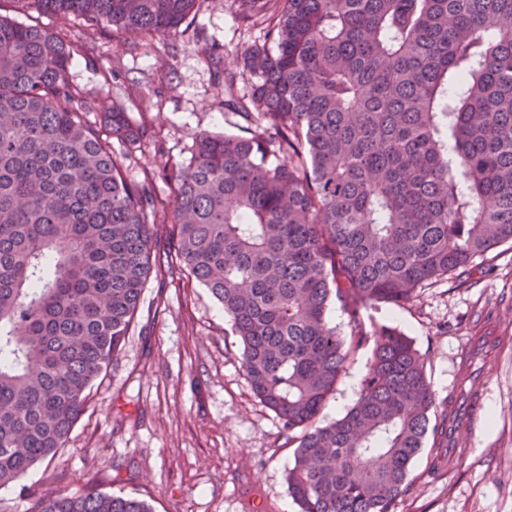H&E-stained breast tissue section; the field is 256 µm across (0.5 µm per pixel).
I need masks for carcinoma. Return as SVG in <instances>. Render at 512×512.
<instances>
[{
	"label": "carcinoma",
	"mask_w": 512,
	"mask_h": 512,
	"mask_svg": "<svg viewBox=\"0 0 512 512\" xmlns=\"http://www.w3.org/2000/svg\"><path fill=\"white\" fill-rule=\"evenodd\" d=\"M87 27L163 35L198 0H36ZM265 24L253 82L172 174L182 263L224 308L255 396L295 444L299 512H397L425 448L448 444L427 361L364 310L512 241V0H237ZM74 50L0 15V488L65 447L125 343L163 251L149 180L112 139L147 136L108 95L84 118ZM337 301L348 332L330 324ZM345 414L318 417L366 347ZM30 512H152L97 486L32 494Z\"/></svg>",
	"instance_id": "obj_1"
}]
</instances>
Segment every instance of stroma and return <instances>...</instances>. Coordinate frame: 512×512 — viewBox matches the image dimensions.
Instances as JSON below:
<instances>
[{
    "mask_svg": "<svg viewBox=\"0 0 512 512\" xmlns=\"http://www.w3.org/2000/svg\"><path fill=\"white\" fill-rule=\"evenodd\" d=\"M38 21L76 45L69 78L87 99L109 94L132 124L150 128L140 148L118 143L114 151L130 179L152 178L155 230L172 241L166 173L188 163L197 134H236L244 126L224 107V76L235 74L237 94L248 92L241 56L262 43V25L242 22L237 0H199L188 26L152 40L109 27L91 34L71 15ZM364 319L414 340L441 402L470 385L460 358L470 339L499 336L492 356L478 362L492 417L459 425L457 446L439 469L430 470L429 454L419 457L398 512H512V245L476 258L467 282L448 278L405 306L367 309ZM227 327L221 305L167 251L142 291L121 354L65 448L0 489V512H27L32 491L94 484L136 496L153 512H297L286 485L293 448L254 395ZM369 360L364 350L347 363L324 420L355 402Z\"/></svg>",
    "mask_w": 512,
    "mask_h": 512,
    "instance_id": "1",
    "label": "stroma"
}]
</instances>
